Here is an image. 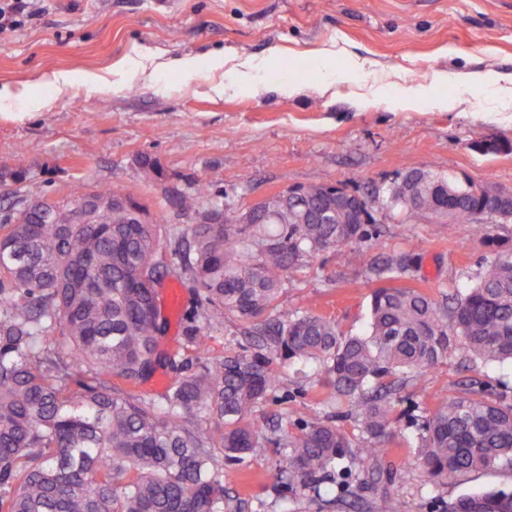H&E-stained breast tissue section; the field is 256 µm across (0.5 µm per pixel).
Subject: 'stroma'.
Wrapping results in <instances>:
<instances>
[{
    "label": "stroma",
    "instance_id": "1",
    "mask_svg": "<svg viewBox=\"0 0 512 512\" xmlns=\"http://www.w3.org/2000/svg\"><path fill=\"white\" fill-rule=\"evenodd\" d=\"M146 45L167 57L198 61L192 78L159 71L152 79L116 74L112 65ZM253 60L254 77L213 70L215 53ZM365 60L368 73L349 61ZM91 72L100 88L34 86L39 70ZM474 72L512 75V0H41L39 13L0 33V85L26 97L0 106V206L19 198L66 200L76 183L108 185L147 203L149 218L183 229L193 213L172 207L173 195L209 183L214 202L236 210L275 189L341 183L363 191L399 173L425 168L459 182L512 189V99L473 97ZM237 84L218 95L217 82ZM431 85L428 100L402 110V87ZM49 100L50 108L36 104ZM154 166L146 168L143 158ZM25 174L11 179L12 171ZM372 253L419 250L427 291L469 286L493 250L447 220L409 224L383 217ZM181 305L166 310L167 354L193 356L184 336L196 310L187 279ZM375 288L351 251H325L289 270L282 310L311 307L349 333L363 331ZM296 366L281 364L288 391L260 407L261 421H312L314 380L295 383ZM512 402V366L453 353L402 390L399 422L386 441L390 490L408 512H446L450 502L512 485V471L489 470L467 481L433 484L409 438L440 394L462 386ZM280 449H256L234 466L228 498L237 512H364L345 499L327 508L307 497L284 500L269 474Z\"/></svg>",
    "mask_w": 512,
    "mask_h": 512
}]
</instances>
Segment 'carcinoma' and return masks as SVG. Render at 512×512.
<instances>
[{
	"label": "carcinoma",
	"instance_id": "obj_1",
	"mask_svg": "<svg viewBox=\"0 0 512 512\" xmlns=\"http://www.w3.org/2000/svg\"><path fill=\"white\" fill-rule=\"evenodd\" d=\"M420 190L389 189L392 207L415 223L453 202L463 224L494 256L468 288L435 296L395 286L420 264L415 250L369 253L381 225L345 224L310 195L288 205L279 224L266 212L251 224H191L180 231L86 211L80 224L41 217L34 224L0 221V512H226L231 469L255 449L283 450L273 483L336 503L326 487L345 458L363 464L359 485L380 477L386 439L408 377L422 376L448 354L512 361V247L475 212L477 188H458L439 174L414 169ZM84 185L53 207L61 218L93 195ZM210 185L179 196L197 211ZM324 213L314 219L312 215ZM352 251L366 277L389 282L370 300L361 335L306 307L280 313L284 276L326 250ZM180 262L200 298L186 342L199 354L209 333L237 321L245 343L214 359L186 362V372L161 394L140 386L162 364L159 335L166 320L150 283L162 253ZM59 340L51 342L50 332ZM298 360L320 372L323 407L343 406L293 432L262 427L260 406L288 390L274 361ZM359 432L355 444L338 419ZM417 447L436 484L475 472L512 469V404L466 388L446 394L427 416ZM368 512H407L383 490ZM448 512H512V488L465 495Z\"/></svg>",
	"mask_w": 512,
	"mask_h": 512
}]
</instances>
